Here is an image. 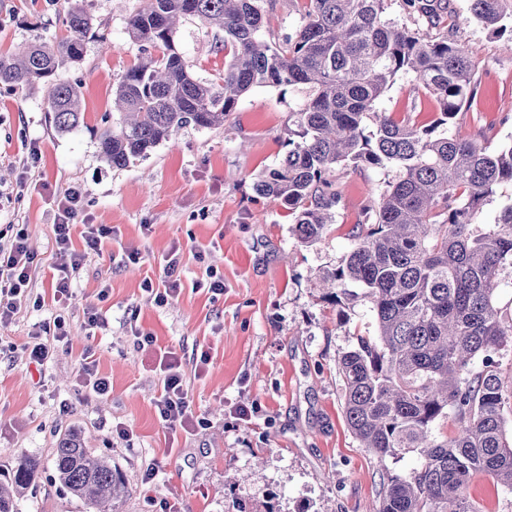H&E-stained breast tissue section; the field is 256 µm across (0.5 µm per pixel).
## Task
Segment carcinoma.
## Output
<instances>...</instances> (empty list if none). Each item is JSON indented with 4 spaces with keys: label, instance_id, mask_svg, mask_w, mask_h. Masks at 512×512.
Masks as SVG:
<instances>
[{
    "label": "carcinoma",
    "instance_id": "carcinoma-1",
    "mask_svg": "<svg viewBox=\"0 0 512 512\" xmlns=\"http://www.w3.org/2000/svg\"><path fill=\"white\" fill-rule=\"evenodd\" d=\"M274 2L149 0L128 21L143 61L112 93L122 120L100 133L102 157L126 167L187 126H224L256 87L303 85L309 94L289 113L288 151L253 189L288 209L296 240L308 246L336 219L337 174L394 166L397 179L349 234L344 264L321 279L335 299L347 284L363 285L377 322L378 341L358 338L339 361L345 420L380 463L418 456L408 473L387 476L373 512H478L466 494L475 475L512 489L507 401L493 360L512 347V315L494 303L512 269V201L493 223L481 222L484 203L512 183V147L493 152L448 133L472 97L474 70L463 44L432 33L442 0H403L425 28L387 19L385 0H305L279 44L263 33ZM467 2L463 21L481 23L512 50V0ZM188 16L224 33L232 57L222 76L202 81L189 71L175 44ZM92 26L76 4L61 41L0 54V85L43 88L59 132L82 119L81 86L60 70L82 59ZM400 73L435 98L436 124L379 110ZM441 420L451 431H435ZM52 464L86 512H120L129 488L108 457L85 447L81 431L59 438ZM37 480L36 463L16 458L0 480V512H18L15 496Z\"/></svg>",
    "mask_w": 512,
    "mask_h": 512
}]
</instances>
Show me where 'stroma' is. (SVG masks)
Segmentation results:
<instances>
[{
  "mask_svg": "<svg viewBox=\"0 0 512 512\" xmlns=\"http://www.w3.org/2000/svg\"><path fill=\"white\" fill-rule=\"evenodd\" d=\"M445 2L438 30L462 43L475 65L473 96L454 127L489 149L510 147L512 53L478 23L457 25L467 0ZM147 3L80 0L94 36L83 58L61 71L80 80L84 98V119L70 132L56 130L44 91L0 87V240L25 228L38 260L33 301L0 323V473L19 456L37 462L38 485L25 493L21 512H85L52 469L59 437L78 429L125 477L131 492L121 512H160L168 500L180 512H235L239 503L265 512L269 502L275 512H372L384 475L406 473L417 458L377 462L348 428L338 358L358 337H376L373 304L360 285L332 302L313 282L342 265L351 228L396 172L342 174L335 224L321 242L298 243L287 209L258 196L253 184L286 151L289 112L307 96L302 85L255 88L224 126L186 127L146 159L110 166L99 134L112 112L113 86L139 61L127 25ZM66 8L65 0H0V51L37 37L61 40ZM175 40L196 77L222 74L231 59L199 19L183 20ZM381 106L419 125L439 116L434 98L406 75ZM33 148L41 158L23 171ZM71 188L81 192L85 223L110 227L112 235L102 251L87 254L62 304L52 280L66 258L56 250L53 223ZM173 250L181 291L159 306L144 286L163 289V258ZM213 272L224 279L217 297L206 289ZM91 304L103 315L101 327L87 324ZM59 318L63 343L55 340ZM138 333L152 336L154 347L138 348ZM36 338L53 349L40 364L29 357ZM168 347L178 353L197 422L189 434L171 432L156 413L158 353ZM202 349L211 360L200 375L195 358ZM88 352L110 383L107 394L84 386ZM242 404L256 406L250 420L236 414ZM119 425L130 441L117 438ZM151 464L159 473L147 483ZM467 493L480 512H512V490L492 478L474 477Z\"/></svg>",
  "mask_w": 512,
  "mask_h": 512,
  "instance_id": "1",
  "label": "stroma"
}]
</instances>
